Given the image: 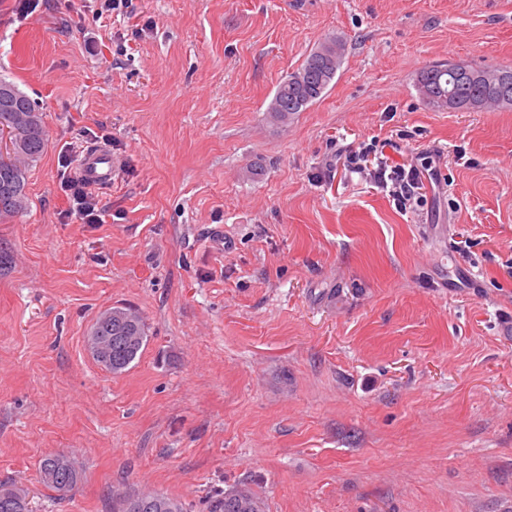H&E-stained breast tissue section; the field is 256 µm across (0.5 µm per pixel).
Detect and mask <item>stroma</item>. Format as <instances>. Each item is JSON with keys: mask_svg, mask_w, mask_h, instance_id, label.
Wrapping results in <instances>:
<instances>
[{"mask_svg": "<svg viewBox=\"0 0 512 512\" xmlns=\"http://www.w3.org/2000/svg\"><path fill=\"white\" fill-rule=\"evenodd\" d=\"M0 0V76L48 146L0 222V482L31 512H110L114 488L207 512H512V109L437 111L420 72L512 67V0ZM322 98L266 109L326 37ZM434 158L399 211L349 151ZM119 166L103 224L67 216L78 152ZM149 342L115 376L97 315ZM83 477L57 495L49 455ZM132 313L136 317L131 320L136 323V326L135 332H132L130 336L140 337L136 344L127 345L120 336H126L129 329L119 319L130 318ZM111 319L112 325L109 326ZM90 333L112 336V352L101 343L100 336H93L89 342L100 359L112 366V372L104 367L112 375H121L129 369L130 365L141 356L149 337L148 326L144 318L136 310L126 305H115L100 312L92 324ZM232 487L218 491L206 501L208 512H265L266 506L261 497L248 488Z\"/></svg>", "mask_w": 512, "mask_h": 512, "instance_id": "obj_1", "label": "stroma"}]
</instances>
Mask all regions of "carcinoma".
<instances>
[{
	"label": "carcinoma",
	"mask_w": 512,
	"mask_h": 512,
	"mask_svg": "<svg viewBox=\"0 0 512 512\" xmlns=\"http://www.w3.org/2000/svg\"><path fill=\"white\" fill-rule=\"evenodd\" d=\"M345 43L333 36L328 37L296 70L288 73L278 84L267 108L269 120L285 124L306 106L320 99L334 81L343 64ZM13 93L15 103L30 116L28 124L15 121V113L6 112L0 106V135L8 133L12 152L0 155V220L13 217L28 208L25 186L29 167L45 152L48 145L42 113L30 97L22 93L10 81L0 79V86ZM422 102L434 110L448 109L452 98L458 109H467L472 100L492 101L498 90L485 83L476 84L460 80L448 86V65H432L422 71L417 80ZM134 309L126 305H115L99 313L92 324L91 332L112 337V374L121 375L141 356L148 342V326L141 315L131 317ZM136 323L133 335L139 341L127 345L122 340L128 328L123 323L127 318ZM152 505L148 512H159L154 505L161 504L166 512H190L187 503L180 498L136 491H126L112 496V512H134V505ZM208 512H266L261 497L254 491L235 487L212 494L206 501ZM0 512H31L27 489L18 483L0 484Z\"/></svg>",
	"instance_id": "1"
}]
</instances>
